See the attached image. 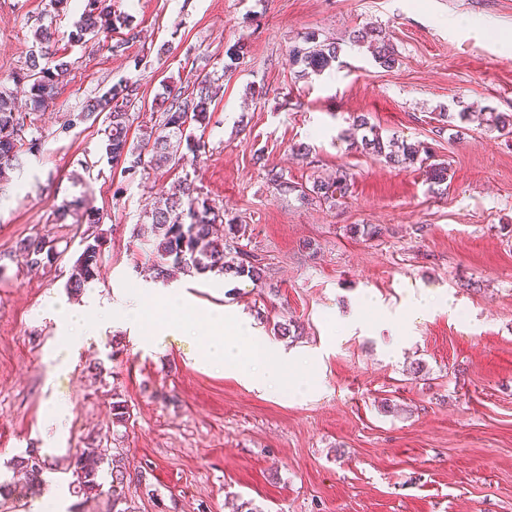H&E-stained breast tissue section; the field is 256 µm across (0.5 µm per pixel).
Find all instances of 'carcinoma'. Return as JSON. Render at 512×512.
<instances>
[{
  "mask_svg": "<svg viewBox=\"0 0 512 512\" xmlns=\"http://www.w3.org/2000/svg\"><path fill=\"white\" fill-rule=\"evenodd\" d=\"M81 10L74 30L69 33V41L79 43L86 36L116 32L126 33L112 39L108 51L114 56H122L139 32L131 26L130 15L112 10L107 0H76ZM38 50L31 51L27 60L26 72L16 76V80L29 86V111L23 112L16 106L14 97L0 92V183L8 182L9 173L22 163L24 155L37 148V139L27 138V132L33 125L32 115L46 107L51 92L67 74L70 63L58 60L54 65L41 64L52 56L51 34L47 28L38 27L34 32ZM356 41L369 42V49L378 63L386 68L395 64L394 51L385 37L364 29L355 34ZM338 57L336 43H323L302 52L293 49L289 61L303 64L307 68L322 71L331 66ZM221 86L208 76L186 81V85L173 92L166 90L161 103L165 104L159 122L143 134L140 143L129 141V130L133 119L130 107L139 94V83L122 80L102 96L85 106V110L74 115L70 124L84 122L92 116L105 114L103 134L107 154L112 162L123 164V172L136 173L146 168L179 165L184 155L178 154L174 146L186 144V148L197 154L201 146L194 131L209 123V105L217 98ZM363 146L394 164L428 163L431 180L442 184L448 180V164L443 161H430L431 153L420 144H399L395 141H383L378 134L372 138H362ZM351 174L342 170L336 179L316 181L311 192L320 199L336 204L350 196ZM76 214L82 224H98L101 215L98 210L78 201L66 202L54 209L55 223H63L70 214ZM150 233L153 237L156 261L149 271L153 277L167 280L170 269L187 273L204 274L208 271L222 273L234 271L246 275L256 282L263 280L264 266L258 260L243 259L232 266L225 260L223 240L213 236L212 227L216 223H226L228 233L240 232L236 220L224 219V215L214 210L207 199L194 193L191 185H186L182 194H171L156 199L149 211ZM102 243L96 238L85 244L80 255L74 261L71 274L66 283L69 293H80L85 286L94 281L101 259ZM21 252L32 266H46L60 256L55 239L35 236L24 239L19 244ZM112 422L123 424L129 415L128 407L121 394H112ZM104 458L94 447L79 448L72 456L69 471L72 480L69 488L76 497L88 500L102 493L104 470H109L107 495L112 512H138L135 500L129 496L126 485V465L121 454L112 456L108 468H103ZM13 467L37 480L46 469V458L39 449L29 448L18 456Z\"/></svg>",
  "mask_w": 512,
  "mask_h": 512,
  "instance_id": "carcinoma-1",
  "label": "carcinoma"
}]
</instances>
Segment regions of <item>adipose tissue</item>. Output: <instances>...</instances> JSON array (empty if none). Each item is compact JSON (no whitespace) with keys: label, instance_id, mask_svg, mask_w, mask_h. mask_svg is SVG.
<instances>
[{"label":"adipose tissue","instance_id":"1","mask_svg":"<svg viewBox=\"0 0 512 512\" xmlns=\"http://www.w3.org/2000/svg\"><path fill=\"white\" fill-rule=\"evenodd\" d=\"M148 300L157 309L164 311V319L154 322L149 334L143 336L142 345L146 348L158 347L170 337H185L187 330L186 306L177 292L160 290L151 292ZM87 313L61 307L58 311L57 324L62 334L64 353L53 357L54 374H66L72 369L69 353L81 348L92 337V328L86 321ZM203 322L209 329L204 343L193 345L192 355L201 364L209 367H223L259 387L270 388L281 378L280 368L285 362V355L271 349L260 337L255 336L251 328L234 317L220 311H206ZM235 331V341L224 339L225 328Z\"/></svg>","mask_w":512,"mask_h":512}]
</instances>
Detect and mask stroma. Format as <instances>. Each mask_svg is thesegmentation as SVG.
<instances>
[{"label":"stroma","instance_id":"35a3bbf8","mask_svg":"<svg viewBox=\"0 0 512 512\" xmlns=\"http://www.w3.org/2000/svg\"><path fill=\"white\" fill-rule=\"evenodd\" d=\"M139 32L123 56L104 36L72 43L80 16L46 14V0H0V90L26 103L15 77L48 26L70 64L29 134L38 149L0 186V476L14 493L0 512H24L34 495L11 463L39 448L42 475L81 512L66 468L94 444L123 453L140 512H512V134L460 120L486 109L512 115V0H111ZM382 29L396 53L381 66L354 31ZM337 42L322 72L288 62L313 41ZM223 91L198 157L176 168L124 174L103 144L102 120L72 124L113 84H140L131 140L160 119L159 96L196 76ZM262 89L259 97L251 89ZM453 120L442 125L439 113ZM383 139L428 146L448 163L432 183L351 146L354 117ZM294 186L282 192L268 169ZM353 176L345 203L300 188L338 169ZM245 233L230 241L261 260L265 287L245 276L176 273L186 303L246 316L272 348L315 355L284 364L308 394L252 388L230 371L196 365L188 343L140 348L120 314L52 373L61 348L51 300L87 235L102 243L95 281L77 305H102L159 288L143 227L155 198L180 179ZM82 200L100 224L53 221L55 205ZM370 224L377 236L354 233ZM47 235L64 246L30 268L16 244ZM428 311L412 316L414 298ZM286 323L295 336H279ZM130 413L112 423V395ZM70 416L47 445L52 399Z\"/></svg>","mask_w":512,"mask_h":512}]
</instances>
